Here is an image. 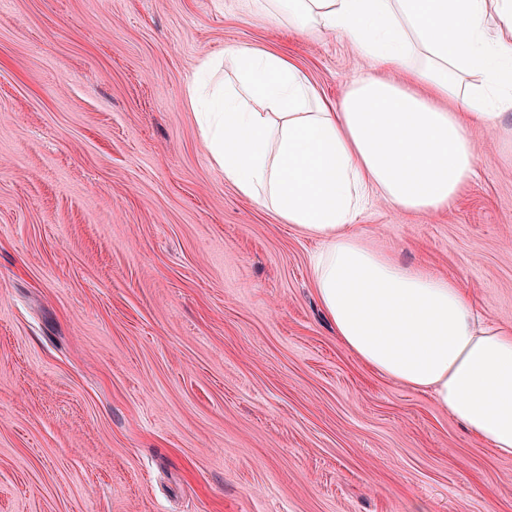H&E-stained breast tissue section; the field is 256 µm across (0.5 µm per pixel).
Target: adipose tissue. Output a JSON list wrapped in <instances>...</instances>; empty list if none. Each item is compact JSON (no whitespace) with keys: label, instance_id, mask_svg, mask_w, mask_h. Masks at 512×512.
Returning a JSON list of instances; mask_svg holds the SVG:
<instances>
[{"label":"adipose tissue","instance_id":"obj_1","mask_svg":"<svg viewBox=\"0 0 512 512\" xmlns=\"http://www.w3.org/2000/svg\"><path fill=\"white\" fill-rule=\"evenodd\" d=\"M308 35L338 36L392 70L333 105L277 53L206 58L188 88L212 165L242 196L320 242L312 282L341 344L383 378L431 395L467 434L512 457V331L465 286L374 247L369 199L451 208L479 157L470 129L512 112V0H255Z\"/></svg>","mask_w":512,"mask_h":512}]
</instances>
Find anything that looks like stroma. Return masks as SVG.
<instances>
[{
    "instance_id": "obj_1",
    "label": "stroma",
    "mask_w": 512,
    "mask_h": 512,
    "mask_svg": "<svg viewBox=\"0 0 512 512\" xmlns=\"http://www.w3.org/2000/svg\"><path fill=\"white\" fill-rule=\"evenodd\" d=\"M283 55L340 103L374 62L250 0H0V512H512V459L337 339L315 240L210 164L203 59ZM449 212L357 224L512 325V158Z\"/></svg>"
}]
</instances>
